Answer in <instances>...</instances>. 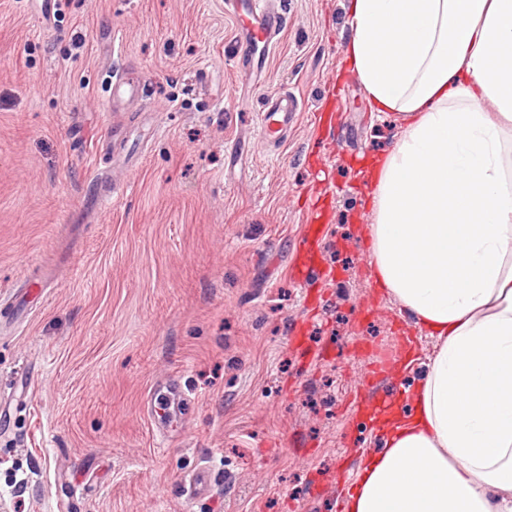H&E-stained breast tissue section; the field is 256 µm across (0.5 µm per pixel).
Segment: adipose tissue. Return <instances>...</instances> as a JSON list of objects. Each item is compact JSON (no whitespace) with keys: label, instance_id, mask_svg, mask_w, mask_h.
I'll list each match as a JSON object with an SVG mask.
<instances>
[{"label":"adipose tissue","instance_id":"1","mask_svg":"<svg viewBox=\"0 0 512 512\" xmlns=\"http://www.w3.org/2000/svg\"><path fill=\"white\" fill-rule=\"evenodd\" d=\"M347 23L343 62L405 121L361 171L369 264L436 345L346 512H512V0H349Z\"/></svg>","mask_w":512,"mask_h":512}]
</instances>
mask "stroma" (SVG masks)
<instances>
[{
	"label": "stroma",
	"mask_w": 512,
	"mask_h": 512,
	"mask_svg": "<svg viewBox=\"0 0 512 512\" xmlns=\"http://www.w3.org/2000/svg\"><path fill=\"white\" fill-rule=\"evenodd\" d=\"M265 80L238 68L224 0H0V503L8 512H337L350 413L373 359L410 332L406 391L435 341L380 288L363 232V159L402 120L342 63L346 0H275ZM142 98L113 113L112 75ZM205 81L193 78L197 69ZM300 103L285 141L266 98ZM331 279L293 276L309 205ZM37 281L22 313L6 299ZM180 376L187 420L159 438L155 386ZM215 473L187 502L192 470ZM297 107L288 103V94L271 98L262 110L257 127V138L261 141L281 140L288 130V123L297 116Z\"/></svg>",
	"instance_id": "stroma-1"
}]
</instances>
